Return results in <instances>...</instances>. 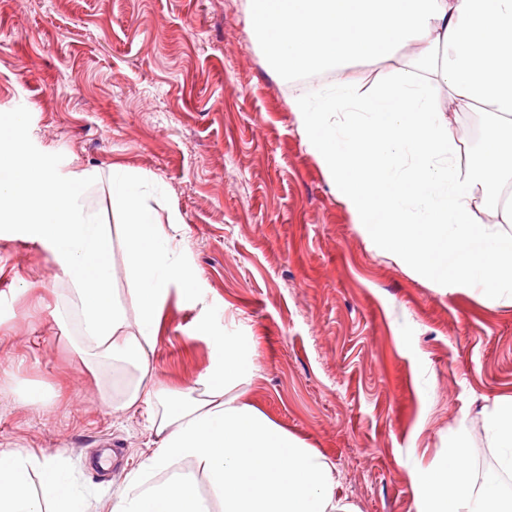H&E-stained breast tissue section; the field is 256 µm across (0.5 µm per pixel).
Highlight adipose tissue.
I'll list each match as a JSON object with an SVG mask.
<instances>
[{
  "label": "adipose tissue",
  "mask_w": 512,
  "mask_h": 512,
  "mask_svg": "<svg viewBox=\"0 0 512 512\" xmlns=\"http://www.w3.org/2000/svg\"><path fill=\"white\" fill-rule=\"evenodd\" d=\"M253 32L285 79L327 73L290 104L305 144L368 239L436 287L512 306V0H247ZM415 46L402 66L379 64ZM490 123L479 162L461 161L453 129L470 106ZM106 184L120 234L88 202ZM128 166L51 173L0 121V227L47 250L68 281L56 317H77L83 343L132 369L113 411L146 409L154 450L112 512H356L336 465L249 397L255 343L213 337L205 373L184 388L154 378L161 310L171 288L193 299L186 264ZM482 213L493 223L479 222ZM122 251L127 291L112 258ZM485 439L512 475V395L483 408ZM439 464L413 473L415 512H512L496 482L477 484L466 440L448 435ZM189 463L190 472L178 471ZM0 512H91L69 469L33 452L0 456Z\"/></svg>",
  "instance_id": "obj_1"
}]
</instances>
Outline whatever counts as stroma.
<instances>
[{
    "label": "stroma",
    "mask_w": 512,
    "mask_h": 512,
    "mask_svg": "<svg viewBox=\"0 0 512 512\" xmlns=\"http://www.w3.org/2000/svg\"><path fill=\"white\" fill-rule=\"evenodd\" d=\"M246 0H0V117L59 174L121 163L197 274L172 291L155 375L182 387L210 339L256 337L252 401L332 460L358 512H414L412 474L449 432L500 479L486 397L512 394V306L452 293L375 251L304 143ZM42 247L0 239V452L64 457L111 512L152 447L144 411L112 412Z\"/></svg>",
    "instance_id": "stroma-1"
}]
</instances>
